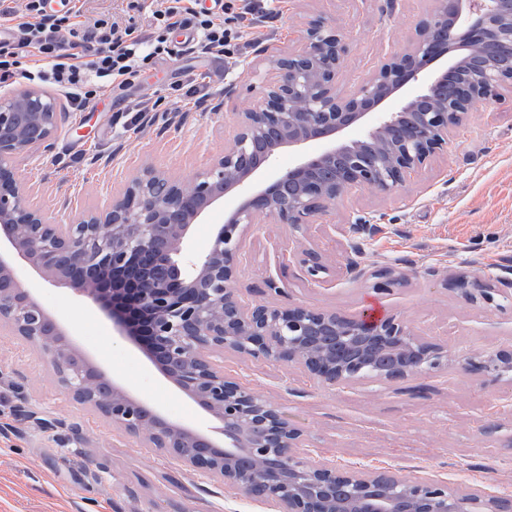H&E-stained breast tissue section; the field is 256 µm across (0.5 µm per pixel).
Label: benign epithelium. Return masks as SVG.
<instances>
[{
	"mask_svg": "<svg viewBox=\"0 0 512 512\" xmlns=\"http://www.w3.org/2000/svg\"><path fill=\"white\" fill-rule=\"evenodd\" d=\"M512 48V0H436L417 38L349 94L337 80L347 45L340 28L308 23L300 49L266 56L269 77L261 103L237 115L224 154L184 183L147 166L132 175L104 209L70 224H51L33 206L18 173L22 154L46 147L60 116L57 100L28 86L0 97V328L42 346L58 381L74 399L154 448L178 458L202 479L243 493L271 512H500V500L437 478L409 479L398 471L360 465L340 468L312 459L302 433L273 404L224 375L215 352L232 351L272 363L300 364L319 383L347 386L361 379L394 380L448 364L447 348L390 316L366 322L304 305L282 308L245 302L235 288L246 228L260 216L299 232L353 188L398 192L464 126L474 104L512 91V69L476 63V49ZM467 66L472 77L443 97L436 90ZM356 129L358 138L345 134ZM313 140L323 151L304 152ZM297 153L294 167L274 170L278 151ZM167 191L158 194L154 186ZM297 184L290 193L286 185ZM233 202L208 251H183L190 224L214 203ZM97 305L113 334L138 346L166 379L221 425V438L167 421L109 380L63 343L60 322L19 283L20 263ZM308 281L325 283L328 268L306 250L299 260ZM370 275L386 292L400 283L391 270L367 272L355 259L336 267V279ZM473 304L512 292L493 281L460 280ZM144 322L138 331L117 307L126 293ZM385 353L398 364H374ZM476 366L512 387V349H494Z\"/></svg>",
	"mask_w": 512,
	"mask_h": 512,
	"instance_id": "obj_1",
	"label": "benign epithelium"
}]
</instances>
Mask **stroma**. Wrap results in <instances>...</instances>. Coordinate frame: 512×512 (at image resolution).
<instances>
[{
    "label": "stroma",
    "mask_w": 512,
    "mask_h": 512,
    "mask_svg": "<svg viewBox=\"0 0 512 512\" xmlns=\"http://www.w3.org/2000/svg\"><path fill=\"white\" fill-rule=\"evenodd\" d=\"M434 0H286L281 18L261 40L270 53L298 50L307 23L324 17L344 32L340 75L350 91L409 45ZM267 63L247 50L224 73L234 83L220 112H159L142 133L113 123L115 100L87 112L62 113L50 146L23 157L20 174L53 223L68 224L101 208L145 166L190 181L224 151L234 115L254 107L258 77L242 73ZM379 215L371 230L347 223ZM316 250L329 267L346 258L370 271L391 268L403 281L388 293L374 278L310 284L299 253ZM512 266V94L477 104L447 147L400 193L354 189L330 206L308 233L261 217L237 273L247 301L305 305L346 316L378 306L403 318L425 339L447 346V366L392 382L364 379L340 389L317 383L301 365L256 361L227 353L226 374L271 401L301 430L317 460L338 466L431 472L450 487L465 485L512 500V408L506 384L458 361L512 347V310L473 304L455 279L503 275ZM433 275H425V268ZM275 279L278 292L266 282ZM45 311L108 376L134 397L156 403L165 417L203 431L215 419L118 339L98 307L78 301L65 285L21 271ZM105 460L106 471L95 460ZM0 512H267L253 499L200 479L176 459L79 404L54 375L44 350L0 334Z\"/></svg>",
    "instance_id": "35a3bbf8"
}]
</instances>
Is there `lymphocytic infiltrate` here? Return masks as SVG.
Listing matches in <instances>:
<instances>
[{"label":"lymphocytic infiltrate","mask_w":512,"mask_h":512,"mask_svg":"<svg viewBox=\"0 0 512 512\" xmlns=\"http://www.w3.org/2000/svg\"><path fill=\"white\" fill-rule=\"evenodd\" d=\"M198 0H133L143 26L105 18L86 19L79 0L58 10L46 0H0V25L14 31L0 42V88L35 81L55 90L70 111L83 112L107 94L141 86L148 70L171 63L174 77L148 100L125 105L124 126L138 130L145 113L201 107L219 85L194 63L209 57L238 60L255 22H270L281 0H221L201 8Z\"/></svg>","instance_id":"f902f5d3"}]
</instances>
